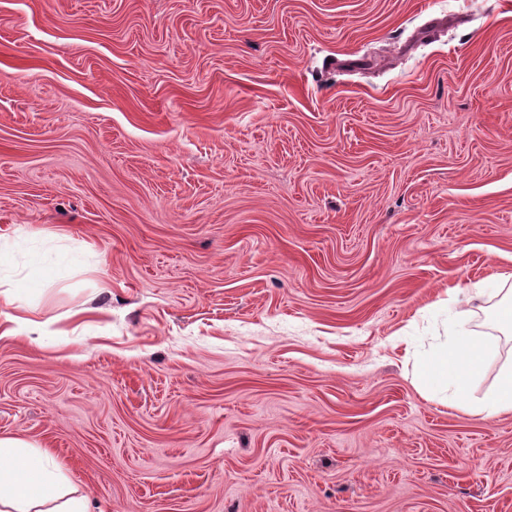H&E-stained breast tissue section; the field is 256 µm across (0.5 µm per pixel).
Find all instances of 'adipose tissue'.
<instances>
[{"instance_id": "adipose-tissue-1", "label": "adipose tissue", "mask_w": 512, "mask_h": 512, "mask_svg": "<svg viewBox=\"0 0 512 512\" xmlns=\"http://www.w3.org/2000/svg\"><path fill=\"white\" fill-rule=\"evenodd\" d=\"M492 338L466 336L458 323H447L416 363L424 392L446 405L468 403L474 381L495 354ZM473 414L493 417L512 412V363L504 365L489 399L468 403ZM0 512H89L75 494L52 453L14 437L0 438Z\"/></svg>"}]
</instances>
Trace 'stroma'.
Here are the masks:
<instances>
[{"label":"stroma","instance_id":"1","mask_svg":"<svg viewBox=\"0 0 512 512\" xmlns=\"http://www.w3.org/2000/svg\"><path fill=\"white\" fill-rule=\"evenodd\" d=\"M1 242L92 512H512L405 352L512 288V0H0Z\"/></svg>","mask_w":512,"mask_h":512}]
</instances>
